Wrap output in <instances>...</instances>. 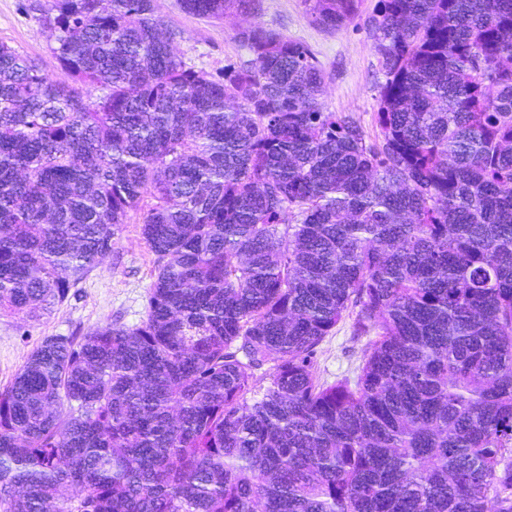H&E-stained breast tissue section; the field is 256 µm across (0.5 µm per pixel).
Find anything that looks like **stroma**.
<instances>
[{"label": "stroma", "mask_w": 512, "mask_h": 512, "mask_svg": "<svg viewBox=\"0 0 512 512\" xmlns=\"http://www.w3.org/2000/svg\"><path fill=\"white\" fill-rule=\"evenodd\" d=\"M32 0H0V42L40 59L55 79L67 74L51 57L47 36L38 23ZM377 0H362L360 14L343 28L328 30L312 22L304 0H259L252 14L229 11L215 19L183 10L180 0H155L157 15L175 34L174 45L187 65L211 73L225 64L248 60L237 38L240 28L260 24L285 38L307 45L326 74L323 102L327 110L349 113L368 137H375L377 85L381 79L366 20ZM155 257L146 246L138 222L123 225L109 254L74 288L69 300L40 320L0 315V388L13 379L29 354L48 336H70L106 324L138 326L148 308V286ZM370 342L357 335L344 318L318 345L315 370L325 382L352 375Z\"/></svg>", "instance_id": "1"}]
</instances>
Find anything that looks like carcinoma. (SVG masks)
I'll return each instance as SVG.
<instances>
[{
  "label": "carcinoma",
  "mask_w": 512,
  "mask_h": 512,
  "mask_svg": "<svg viewBox=\"0 0 512 512\" xmlns=\"http://www.w3.org/2000/svg\"><path fill=\"white\" fill-rule=\"evenodd\" d=\"M154 2L32 5L70 83L0 43V314L66 302L132 214L156 256L140 325L0 389V512H512V0H378L373 141L305 44L254 24L195 70ZM346 314L375 339L321 383Z\"/></svg>",
  "instance_id": "carcinoma-1"
}]
</instances>
